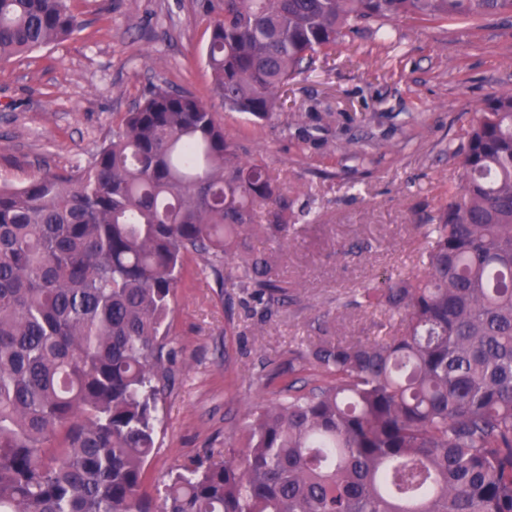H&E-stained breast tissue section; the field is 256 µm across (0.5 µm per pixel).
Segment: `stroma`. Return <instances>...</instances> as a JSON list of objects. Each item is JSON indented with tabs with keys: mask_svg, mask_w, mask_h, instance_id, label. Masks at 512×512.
Instances as JSON below:
<instances>
[{
	"mask_svg": "<svg viewBox=\"0 0 512 512\" xmlns=\"http://www.w3.org/2000/svg\"><path fill=\"white\" fill-rule=\"evenodd\" d=\"M69 39L0 64V184L85 165L123 114L164 83L206 101L245 156H263L310 202L279 274L297 297L273 312L187 255L165 322L174 383L159 404L156 448L143 490L172 471L240 445L247 409L287 383L289 350L327 338L371 341L392 333L387 315L353 306L361 288L409 270L426 247L417 226L457 180L448 142L461 112L512 91V17L392 22L349 37L298 78L277 124L225 112L205 61L212 17L196 0H69ZM330 115L318 145L299 150L279 133L292 114ZM419 125H404L407 115ZM379 144L369 172L342 160L338 143Z\"/></svg>",
	"mask_w": 512,
	"mask_h": 512,
	"instance_id": "1",
	"label": "stroma"
}]
</instances>
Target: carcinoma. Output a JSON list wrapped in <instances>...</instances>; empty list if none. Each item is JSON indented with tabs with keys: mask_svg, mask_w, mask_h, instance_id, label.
Here are the masks:
<instances>
[{
	"mask_svg": "<svg viewBox=\"0 0 512 512\" xmlns=\"http://www.w3.org/2000/svg\"><path fill=\"white\" fill-rule=\"evenodd\" d=\"M224 110L269 123L360 25L512 15V0H202ZM67 0H0V61L69 38ZM461 175L419 225L418 265L354 305L397 318L365 343L288 352L286 395L244 441L142 492L172 382L164 324L195 253L266 310L305 207L242 158L210 106L157 85L84 166L0 186V512H512V92L461 112ZM304 148L315 128L283 126ZM340 145L361 167L373 150ZM262 235L269 250L252 246Z\"/></svg>",
	"mask_w": 512,
	"mask_h": 512,
	"instance_id": "cac0c4a2",
	"label": "carcinoma"
}]
</instances>
